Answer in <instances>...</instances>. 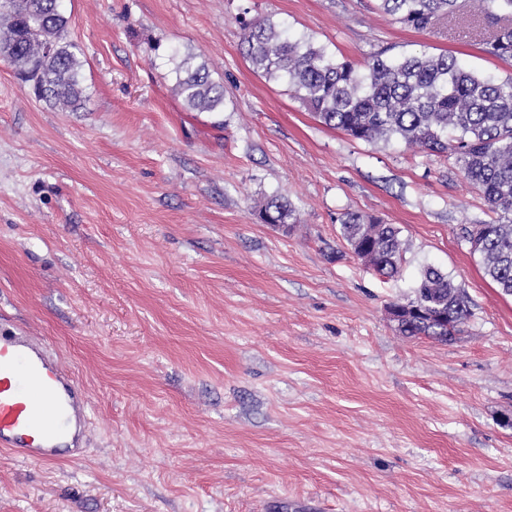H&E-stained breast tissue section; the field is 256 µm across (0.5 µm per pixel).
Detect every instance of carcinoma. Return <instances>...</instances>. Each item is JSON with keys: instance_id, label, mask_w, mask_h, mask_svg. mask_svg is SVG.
<instances>
[{"instance_id": "cac0c4a2", "label": "carcinoma", "mask_w": 512, "mask_h": 512, "mask_svg": "<svg viewBox=\"0 0 512 512\" xmlns=\"http://www.w3.org/2000/svg\"><path fill=\"white\" fill-rule=\"evenodd\" d=\"M481 2V13L496 25L482 39L483 51L512 58V0ZM379 8L405 29L427 32L455 13L456 0H379ZM243 26L254 68L285 83L325 126L368 143L401 138L430 155L454 158L496 214L491 223L467 230L472 253L497 288L512 296V77H483L461 68L452 55L425 50L396 56L382 51L358 65L310 38L278 31L268 19ZM0 51L39 99L71 112L81 108L84 63L69 39L60 0H0ZM175 73V90L188 110L223 111L224 85L206 65L185 58ZM293 216L277 197L261 210L265 224L286 226ZM341 235L379 275L399 273L405 249L396 225L350 212L341 219ZM409 304L417 312L399 315L397 328L410 337L447 342L470 316L461 286L434 266L422 271Z\"/></svg>"}]
</instances>
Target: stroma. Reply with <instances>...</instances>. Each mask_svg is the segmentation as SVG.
<instances>
[{
	"mask_svg": "<svg viewBox=\"0 0 512 512\" xmlns=\"http://www.w3.org/2000/svg\"><path fill=\"white\" fill-rule=\"evenodd\" d=\"M84 62L76 112L0 56V326L83 385L78 459L0 452V512H512V297L466 231L492 221L452 158L326 127L256 71L242 16L363 63L420 48L503 80L469 23L418 33L376 0H64ZM224 82L186 110L176 56ZM280 196L297 222L259 211ZM397 225L379 276L340 233ZM435 266L465 290L455 340L401 335L388 308Z\"/></svg>",
	"mask_w": 512,
	"mask_h": 512,
	"instance_id": "35a3bbf8",
	"label": "stroma"
}]
</instances>
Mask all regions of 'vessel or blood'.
Returning a JSON list of instances; mask_svg holds the SVG:
<instances>
[{"instance_id": "b4317fda", "label": "vessel or blood", "mask_w": 512, "mask_h": 512, "mask_svg": "<svg viewBox=\"0 0 512 512\" xmlns=\"http://www.w3.org/2000/svg\"><path fill=\"white\" fill-rule=\"evenodd\" d=\"M86 394L46 347L0 328V451L22 462L76 454L87 423Z\"/></svg>"}]
</instances>
